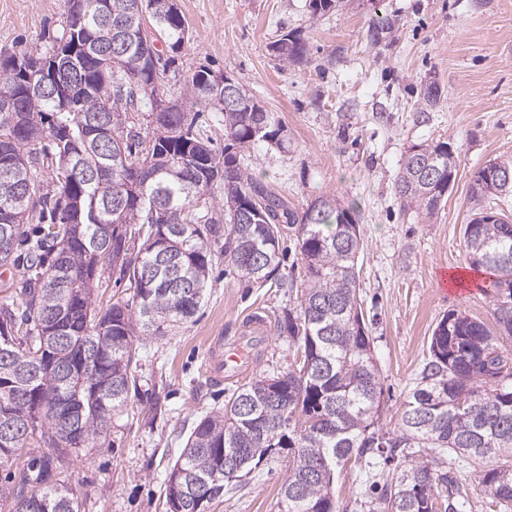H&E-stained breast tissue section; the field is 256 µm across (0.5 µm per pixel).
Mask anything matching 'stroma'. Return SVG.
Wrapping results in <instances>:
<instances>
[{"label":"stroma","instance_id":"obj_1","mask_svg":"<svg viewBox=\"0 0 512 512\" xmlns=\"http://www.w3.org/2000/svg\"><path fill=\"white\" fill-rule=\"evenodd\" d=\"M188 36L180 78L209 68L235 78L281 122L283 147L245 151L258 181L303 211L336 196L354 207L364 250L361 294L380 370V421L393 430L428 356L432 331L457 311L493 326L485 274L470 269L464 228L477 207L473 173L512 161V0H341L314 13L308 0H178ZM67 0H0V55L46 51ZM309 48L283 63L270 49L280 35ZM443 95L420 109L423 89ZM447 143L457 161L448 201L433 218L403 209L395 181L408 149ZM290 288L246 287L215 260L194 316L140 343L138 389L116 414L103 446L68 465L81 512H165V480L188 434L222 410L234 383L210 382L206 353L232 339L250 313L268 322L269 341L253 376L286 371L295 347L277 328L298 304L305 270L289 253ZM290 458L225 487L208 512H282Z\"/></svg>","mask_w":512,"mask_h":512}]
</instances>
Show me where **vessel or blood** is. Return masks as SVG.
I'll use <instances>...</instances> for the list:
<instances>
[{
    "instance_id": "1",
    "label": "vessel or blood",
    "mask_w": 512,
    "mask_h": 512,
    "mask_svg": "<svg viewBox=\"0 0 512 512\" xmlns=\"http://www.w3.org/2000/svg\"><path fill=\"white\" fill-rule=\"evenodd\" d=\"M267 339L266 319L256 313L249 315L233 342L226 344L218 340L212 344L206 360L210 378L221 384L234 381L251 371Z\"/></svg>"
}]
</instances>
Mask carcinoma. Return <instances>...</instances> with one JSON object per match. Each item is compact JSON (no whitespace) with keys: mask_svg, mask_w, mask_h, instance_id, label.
<instances>
[{"mask_svg":"<svg viewBox=\"0 0 512 512\" xmlns=\"http://www.w3.org/2000/svg\"><path fill=\"white\" fill-rule=\"evenodd\" d=\"M68 2L49 51L0 55V207L23 199L13 205L14 223L0 224V266L21 246L27 255L19 291L0 304V427L16 431L8 447L0 445V467L13 464L17 451L36 449L23 464L12 512H41L37 504L46 500L50 512H80L61 463L106 439L136 387L139 337L163 336L194 315L197 304L186 305L184 293L205 287L210 245L221 240L231 271L253 284L284 285L283 223L294 231L308 278L299 311L283 323L299 361L240 385L224 410L193 427L168 476L166 502L174 496L181 512H205L226 485L286 450L284 512H342L336 474L350 462L409 476L385 483L373 512H460L469 499L457 473L480 459L499 461L482 489L498 512H512V354L493 332L454 311L444 315L397 429L383 430L373 339L354 326L364 317L354 208L332 196L299 215L247 173L244 150L257 141L282 146V125L258 103L226 109L225 86L212 70L184 80L176 111L164 107L170 98L162 82L176 71L188 31L177 0L146 18L133 11L134 0ZM160 39L169 55L142 57L144 45ZM116 42L130 48L118 62L91 49ZM270 48L284 63L307 55L306 43L288 33ZM60 55L71 63L64 88L31 98L30 81L50 77ZM189 101L222 114L224 148L215 149L201 111L185 119ZM139 112L156 114L145 134L135 123ZM111 114L122 124L108 126ZM92 125L109 127L98 145L86 139ZM418 158L441 174L421 182ZM496 166L473 174L470 193L497 218H473L464 244L469 265L494 276L495 324L512 336V224L498 211L500 195L486 190ZM456 167L444 142L408 153L396 180L402 206L428 218L438 213ZM155 206L168 212V223L154 221ZM25 224L37 225L34 235L24 234ZM105 262L115 281L134 288L132 301L96 303ZM88 350L99 367L82 363ZM427 450L446 460V470L423 460Z\"/></svg>","mask_w":512,"mask_h":512,"instance_id":"cac0c4a2","label":"carcinoma"}]
</instances>
